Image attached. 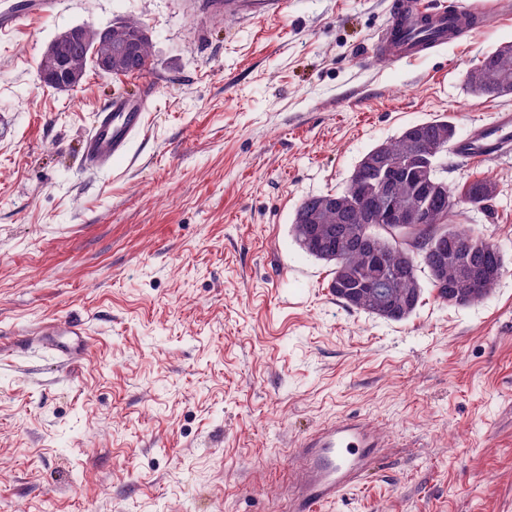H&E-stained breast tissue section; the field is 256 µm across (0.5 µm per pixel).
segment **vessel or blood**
I'll use <instances>...</instances> for the list:
<instances>
[{
  "instance_id": "b4317fda",
  "label": "vessel or blood",
  "mask_w": 512,
  "mask_h": 512,
  "mask_svg": "<svg viewBox=\"0 0 512 512\" xmlns=\"http://www.w3.org/2000/svg\"><path fill=\"white\" fill-rule=\"evenodd\" d=\"M19 12L0 6V34L21 26L29 17L48 18L57 0H26ZM207 9L222 18L263 20L281 16L288 0H208ZM391 25L378 39L377 54L397 60H411L448 41V30L461 23L457 10L434 6L431 0H391ZM136 93H117L97 112L83 143L84 165L90 170L110 167L125 156L132 140L142 130L148 102L155 84L149 77L138 79ZM461 156L487 160L512 151V112L495 113L491 123L476 124L457 144ZM61 361L75 359L82 330L71 324L49 328ZM380 446L373 427L359 418L332 422L305 435L294 450L299 467L289 472L283 484L282 504L286 512H317L344 490L353 487L373 464Z\"/></svg>"
}]
</instances>
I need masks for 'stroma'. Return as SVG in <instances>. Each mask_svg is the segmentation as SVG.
Masks as SVG:
<instances>
[{
  "label": "stroma",
  "mask_w": 512,
  "mask_h": 512,
  "mask_svg": "<svg viewBox=\"0 0 512 512\" xmlns=\"http://www.w3.org/2000/svg\"><path fill=\"white\" fill-rule=\"evenodd\" d=\"M200 0H59L0 36V512H282L293 443L358 417L374 466L322 512H512V153L451 154L460 209L503 249L482 302L425 288L407 320L345 308L291 231L299 202L341 191L376 144L512 109L467 72L512 44V0L422 59L375 55L390 0H288L236 24ZM136 20L151 46L147 127L87 170L95 112L133 77L42 86L76 25ZM80 321L76 362L43 345Z\"/></svg>",
  "instance_id": "stroma-1"
}]
</instances>
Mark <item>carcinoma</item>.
Listing matches in <instances>:
<instances>
[{
    "instance_id": "cac0c4a2",
    "label": "carcinoma",
    "mask_w": 512,
    "mask_h": 512,
    "mask_svg": "<svg viewBox=\"0 0 512 512\" xmlns=\"http://www.w3.org/2000/svg\"><path fill=\"white\" fill-rule=\"evenodd\" d=\"M141 30L142 26L134 20L112 25L107 28L105 37L102 30L87 27V41L78 48L57 41V58L49 64L43 63V70L51 74L63 66L82 79L88 68L100 69L99 61L109 55L115 43L132 39ZM149 57V40L139 39L135 60L114 64L111 72L124 75L142 72L148 66ZM466 83L477 95L500 97L501 87L512 88V50L504 52L498 47L485 53L479 64L467 72ZM421 126L428 128L424 140L419 142L415 139L416 126L404 129L395 139L380 143L382 153L373 148L362 157L344 190L335 194L311 195L299 203L295 216L313 219L315 227L323 235L336 238L333 251L311 248L305 241L304 225L294 223L291 226L295 241L306 254L332 265L328 288L336 300L348 309L395 322L408 319L417 309L423 294L419 276L423 268L427 270L430 286L436 289L437 299L450 305L456 304L452 292L457 286L458 268L468 259H473L475 282L464 304L483 301L501 277V273L493 270L495 254L501 252L500 246L481 231L452 221L460 206L479 208L490 202L495 195V183L489 179H476L466 186L462 195H455L436 172L446 154L455 148V127L444 118L423 122ZM422 153L431 154L430 165L422 170L420 163H415L409 172L393 183L392 193L395 199L406 205L433 197L430 214L426 223L409 224L405 227L404 236L396 238L359 207L356 197L368 196L374 191L388 162L404 161ZM439 231L448 233V253L441 265L435 264L425 249L415 252L410 247V242L426 240ZM376 257L382 260L379 273L391 280L394 293V301L383 310L367 297L353 302L340 291V283L356 286L371 275L372 261Z\"/></svg>"
}]
</instances>
